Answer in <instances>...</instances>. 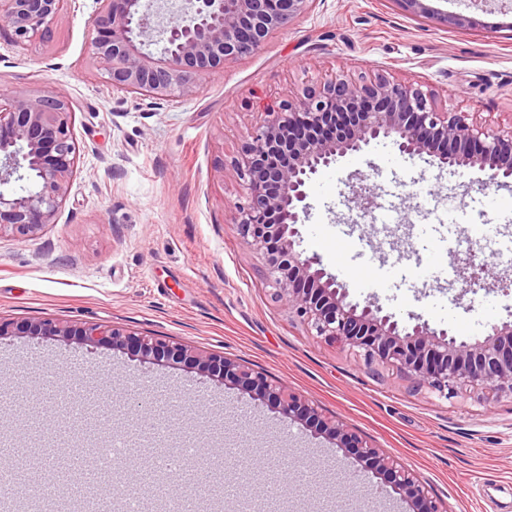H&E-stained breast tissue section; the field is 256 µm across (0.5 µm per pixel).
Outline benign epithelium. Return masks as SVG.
Listing matches in <instances>:
<instances>
[{
  "mask_svg": "<svg viewBox=\"0 0 512 512\" xmlns=\"http://www.w3.org/2000/svg\"><path fill=\"white\" fill-rule=\"evenodd\" d=\"M66 2L0 0V34L18 44L48 38ZM314 2L96 0L88 48L112 87L158 106L194 97L203 77L256 54ZM156 33L162 47L155 55L145 47ZM74 123L71 101L60 89L25 95L0 89V187L36 180L31 192L0 190V236L28 239L57 222L79 158ZM380 137L431 165L475 167L485 173V186H502L512 177V127L492 128L467 112L441 111L434 95L418 85L379 72L356 80L337 74L289 95L252 131L233 163L247 189L236 225L264 259L272 298L308 335L399 370L417 390L445 397L476 390L487 393L489 404L512 397L511 321L491 324L474 341L436 331L414 314L409 315L414 324H403L370 302L361 307L347 301L346 285L296 249L313 178ZM7 335L73 338L122 350L143 363L195 369L271 407L288 423L351 449L410 512H447L413 472L360 433L237 361L114 325L0 320V337Z\"/></svg>",
  "mask_w": 512,
  "mask_h": 512,
  "instance_id": "benign-epithelium-1",
  "label": "benign epithelium"
}]
</instances>
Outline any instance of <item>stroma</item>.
<instances>
[{"instance_id": "obj_1", "label": "stroma", "mask_w": 512, "mask_h": 512, "mask_svg": "<svg viewBox=\"0 0 512 512\" xmlns=\"http://www.w3.org/2000/svg\"><path fill=\"white\" fill-rule=\"evenodd\" d=\"M429 14L398 0H315L253 56L203 77L196 97L152 106L113 89L88 53L94 0H68L50 39L24 45L0 35V88L63 89L75 111L79 162L55 224L21 241L0 237V318L115 325L237 360L312 401L412 469L448 512H512V398L493 407L476 393L445 398L415 389L403 373L367 364L308 336L271 297L259 254L241 238L236 207L243 182L233 170L242 143L288 93L338 73L377 71L434 90L441 105L500 123L512 120V0L468 7L427 0ZM459 23L444 22V15ZM483 172L438 168L379 138L320 171L308 189L299 246L348 287L349 299L407 320L415 314L463 339L512 321V282L494 271L512 245V183L485 192ZM392 205L396 220L375 222L348 205L350 185ZM457 199L466 240L487 268L485 285L464 290L458 248L448 272L414 276L435 248L422 227ZM355 247L337 245L332 225ZM387 264L377 288L346 277L351 267ZM82 389L108 386L113 430L133 429L135 400L177 414L179 437H196L210 456L236 450L266 481L248 494L271 512H406L392 494L351 479L362 464L323 437L282 422L264 405L178 367H141L105 347L47 338H0V393L27 441L25 392L54 375Z\"/></svg>"}]
</instances>
